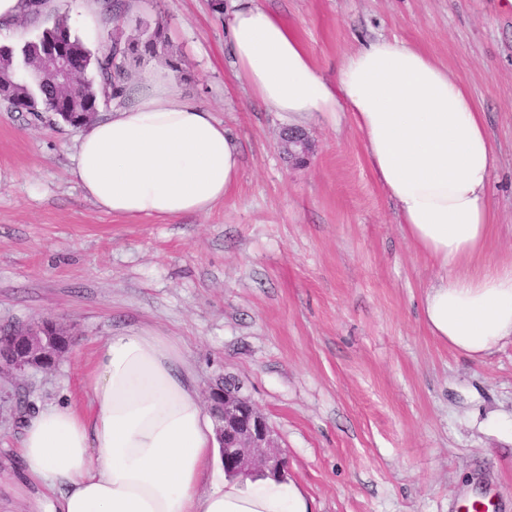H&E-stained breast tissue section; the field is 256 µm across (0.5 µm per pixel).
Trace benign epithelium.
I'll return each mask as SVG.
<instances>
[{"instance_id":"benign-epithelium-1","label":"benign epithelium","mask_w":512,"mask_h":512,"mask_svg":"<svg viewBox=\"0 0 512 512\" xmlns=\"http://www.w3.org/2000/svg\"><path fill=\"white\" fill-rule=\"evenodd\" d=\"M40 69L59 86H67L73 70L61 46L48 43L40 54ZM283 148L298 164L306 162L309 141L305 133H288ZM58 328L51 320L35 319L0 336V379L25 373L36 364L50 359L57 362L60 354L39 341ZM205 400L217 417V434L224 455V469L233 476L269 471L276 475L285 471L286 460L278 449L267 417L242 392L241 383L224 377V387L211 386Z\"/></svg>"}]
</instances>
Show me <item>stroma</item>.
Listing matches in <instances>:
<instances>
[{"label":"stroma","mask_w":512,"mask_h":512,"mask_svg":"<svg viewBox=\"0 0 512 512\" xmlns=\"http://www.w3.org/2000/svg\"><path fill=\"white\" fill-rule=\"evenodd\" d=\"M335 78L359 41L420 47L464 84L497 156L494 220L473 271L512 262V8L502 0H256ZM74 33L101 49L124 16L89 0ZM162 23L165 58L128 68L127 93L162 73L238 139L242 169L209 213L108 214L72 175L85 126L0 101V330L49 318L72 346L48 371L0 380V512H43L54 492L25 481L22 420L40 406L90 409L85 373L112 334L180 340L201 388L235 376L266 415L285 477L313 512H461L491 498L512 512V340L474 361L434 336L422 299L443 275L406 239L349 120L314 118L306 163L279 147L291 123L232 77L211 0H127Z\"/></svg>","instance_id":"1"}]
</instances>
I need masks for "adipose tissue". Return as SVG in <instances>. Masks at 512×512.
<instances>
[{
    "mask_svg": "<svg viewBox=\"0 0 512 512\" xmlns=\"http://www.w3.org/2000/svg\"><path fill=\"white\" fill-rule=\"evenodd\" d=\"M233 77L295 123L350 115L402 229L445 272L425 322L479 360L512 337V263L474 273L492 224L496 167L482 112L464 85L407 42H361L327 79L296 33L256 0L226 19ZM136 101L82 136L73 175L103 211L128 218L206 213L235 187L240 150L211 112L148 76ZM87 386L90 415L54 405L28 417L25 475L60 491L48 512H312L297 487L224 472L214 419L178 339L109 336ZM210 489H203L204 479Z\"/></svg>",
    "mask_w": 512,
    "mask_h": 512,
    "instance_id": "1",
    "label": "adipose tissue"
}]
</instances>
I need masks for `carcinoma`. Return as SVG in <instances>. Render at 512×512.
<instances>
[{
	"label": "carcinoma",
	"mask_w": 512,
	"mask_h": 512,
	"mask_svg": "<svg viewBox=\"0 0 512 512\" xmlns=\"http://www.w3.org/2000/svg\"><path fill=\"white\" fill-rule=\"evenodd\" d=\"M56 33L68 45L80 75L66 105L57 99L52 78L37 69L38 43ZM109 41L93 53L72 33L67 17L59 16L52 27L43 29L39 38L24 42L19 50L0 47V95L16 112H51L72 124L79 113L97 112L101 104L126 96L121 75L128 61L154 58L168 47L164 27L141 17L134 20L133 34L117 30Z\"/></svg>",
	"instance_id": "cac0c4a2"
}]
</instances>
